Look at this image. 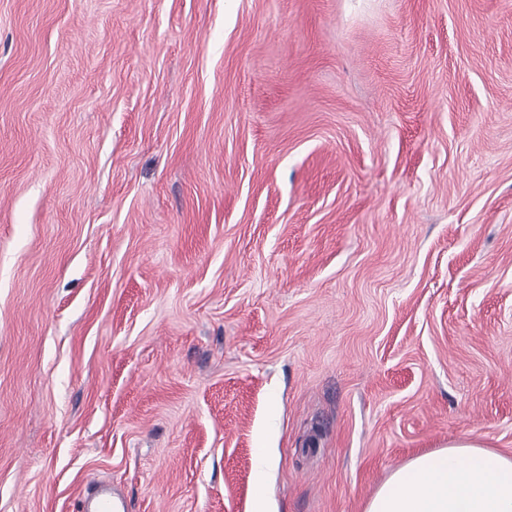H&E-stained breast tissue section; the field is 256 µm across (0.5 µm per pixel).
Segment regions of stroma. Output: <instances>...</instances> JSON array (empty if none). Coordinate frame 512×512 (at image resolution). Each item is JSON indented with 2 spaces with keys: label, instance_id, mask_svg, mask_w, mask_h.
Instances as JSON below:
<instances>
[{
  "label": "stroma",
  "instance_id": "obj_1",
  "mask_svg": "<svg viewBox=\"0 0 512 512\" xmlns=\"http://www.w3.org/2000/svg\"><path fill=\"white\" fill-rule=\"evenodd\" d=\"M463 437L512 456V0H0V512H363Z\"/></svg>",
  "mask_w": 512,
  "mask_h": 512
}]
</instances>
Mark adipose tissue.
<instances>
[{
  "label": "adipose tissue",
  "instance_id": "ef3b65f1",
  "mask_svg": "<svg viewBox=\"0 0 512 512\" xmlns=\"http://www.w3.org/2000/svg\"><path fill=\"white\" fill-rule=\"evenodd\" d=\"M363 512H512V457L452 442L396 469Z\"/></svg>",
  "mask_w": 512,
  "mask_h": 512
}]
</instances>
